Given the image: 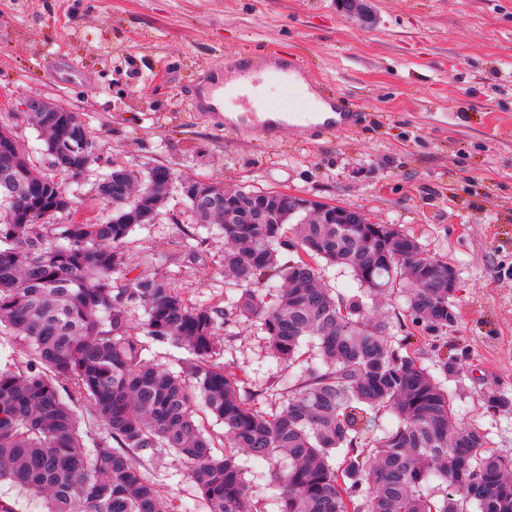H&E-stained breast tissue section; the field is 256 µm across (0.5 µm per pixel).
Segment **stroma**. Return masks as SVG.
Listing matches in <instances>:
<instances>
[{"instance_id":"stroma-1","label":"stroma","mask_w":512,"mask_h":512,"mask_svg":"<svg viewBox=\"0 0 512 512\" xmlns=\"http://www.w3.org/2000/svg\"><path fill=\"white\" fill-rule=\"evenodd\" d=\"M372 24L337 0H0V97L32 94L77 112L96 144L85 178L66 182L85 214H102L99 178L157 165L228 188L284 191L362 208L456 269L457 321L419 345L457 347L447 381L463 424L512 454V0H371ZM270 46L293 53L355 126L323 137L285 131L264 142L196 111L185 86L224 57ZM33 162L47 168L28 115L0 107ZM132 275L169 278L196 306H223L224 241L196 223L179 190L137 225ZM225 361L247 372L262 410L287 399L284 369L258 326L223 325ZM178 512H203L186 464L145 458Z\"/></svg>"}]
</instances>
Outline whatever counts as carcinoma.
Wrapping results in <instances>:
<instances>
[{
  "mask_svg": "<svg viewBox=\"0 0 512 512\" xmlns=\"http://www.w3.org/2000/svg\"><path fill=\"white\" fill-rule=\"evenodd\" d=\"M34 121L60 175L75 179L95 163L73 138L85 127L76 113ZM0 143L14 179L0 184V336L31 351L0 366V480L42 498L45 512H169L143 465L144 454L168 450L189 465L206 512H253L243 453L268 465L288 460L275 473L277 512H512V457L481 428L460 426L453 394L410 337L391 342L387 324L366 319L402 270L412 325L436 332L456 323L448 263L416 238L391 237L384 224H326L282 191L236 189L217 214L187 195L196 217L224 237L229 276L224 309L194 306L168 278H127L130 234L161 214L169 169L113 170L97 189L112 213L56 226L50 218L70 215L61 183L37 171L3 127ZM272 195L274 223L242 222ZM329 268L349 274L356 292L329 288ZM130 304L143 310L146 336L189 352L182 372L143 358ZM229 313L257 320L269 355L289 369L288 401L275 415L242 394L245 376L220 362ZM80 404L105 431L91 448ZM201 407L224 427L221 451Z\"/></svg>",
  "mask_w": 512,
  "mask_h": 512,
  "instance_id": "1",
  "label": "carcinoma"
}]
</instances>
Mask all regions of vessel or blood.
I'll return each instance as SVG.
<instances>
[{
    "label": "vessel or blood",
    "instance_id": "obj_1",
    "mask_svg": "<svg viewBox=\"0 0 512 512\" xmlns=\"http://www.w3.org/2000/svg\"><path fill=\"white\" fill-rule=\"evenodd\" d=\"M224 66L234 76V83L216 78L210 86L211 91L217 92L220 100L245 101L250 105L249 111L225 117L224 127L227 130L247 134L257 129L266 138L275 139L289 126L327 134L349 128L354 123L355 113L335 111L336 97L332 94L322 98L326 111L314 110L304 90L310 78L297 57L269 49L254 56L225 61ZM269 74L279 76L283 81L284 90L275 98L260 89Z\"/></svg>",
    "mask_w": 512,
    "mask_h": 512
}]
</instances>
